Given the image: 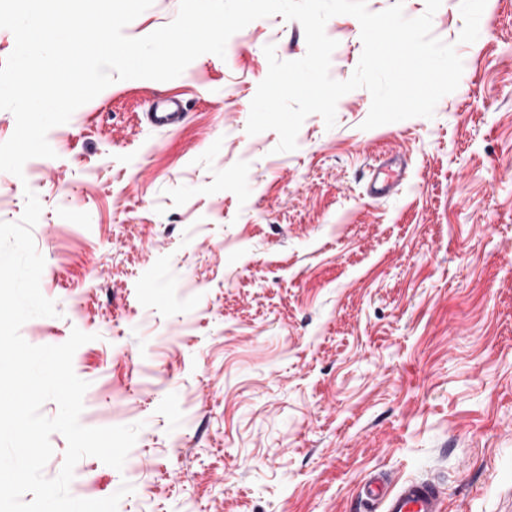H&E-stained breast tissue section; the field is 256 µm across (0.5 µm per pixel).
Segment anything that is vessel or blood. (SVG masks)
I'll return each instance as SVG.
<instances>
[{"instance_id":"b4317fda","label":"vessel or blood","mask_w":512,"mask_h":512,"mask_svg":"<svg viewBox=\"0 0 512 512\" xmlns=\"http://www.w3.org/2000/svg\"><path fill=\"white\" fill-rule=\"evenodd\" d=\"M147 118L157 129L177 127L185 118L183 105L177 98H165L154 112L148 113ZM406 169L407 160L403 155L383 160L372 171L366 185L368 194L375 198L396 194L403 184ZM360 496L378 512H444L443 489L431 479L408 480L394 486L373 479L362 486Z\"/></svg>"}]
</instances>
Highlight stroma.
<instances>
[{
  "label": "stroma",
  "mask_w": 512,
  "mask_h": 512,
  "mask_svg": "<svg viewBox=\"0 0 512 512\" xmlns=\"http://www.w3.org/2000/svg\"><path fill=\"white\" fill-rule=\"evenodd\" d=\"M325 32L347 80L360 24ZM432 34L463 74L429 119L363 129L359 88L275 153L277 132H246L263 48L307 47L273 15L175 79L113 83L48 132L54 157L0 172V221L26 191L42 204L58 311L23 338L91 334L81 424L141 426L123 469L77 463L73 496L126 482L118 512H365L380 473L438 480L446 512H512V0H443ZM172 96L186 119L152 128ZM398 153L400 191L368 196Z\"/></svg>",
  "instance_id": "35a3bbf8"
}]
</instances>
